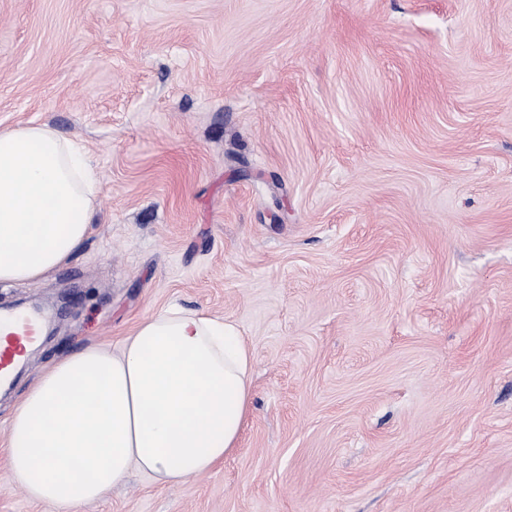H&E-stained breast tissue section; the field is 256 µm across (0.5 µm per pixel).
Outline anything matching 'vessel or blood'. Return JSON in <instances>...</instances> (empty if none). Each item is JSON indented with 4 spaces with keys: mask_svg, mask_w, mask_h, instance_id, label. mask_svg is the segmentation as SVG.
I'll return each mask as SVG.
<instances>
[{
    "mask_svg": "<svg viewBox=\"0 0 512 512\" xmlns=\"http://www.w3.org/2000/svg\"><path fill=\"white\" fill-rule=\"evenodd\" d=\"M41 325L38 314L0 311V381L8 380L24 364Z\"/></svg>",
    "mask_w": 512,
    "mask_h": 512,
    "instance_id": "b4317fda",
    "label": "vessel or blood"
}]
</instances>
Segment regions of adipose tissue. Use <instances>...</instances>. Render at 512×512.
Segmentation results:
<instances>
[{"label":"adipose tissue","mask_w":512,"mask_h":512,"mask_svg":"<svg viewBox=\"0 0 512 512\" xmlns=\"http://www.w3.org/2000/svg\"><path fill=\"white\" fill-rule=\"evenodd\" d=\"M96 176L85 149L46 125L0 130V282L45 278L84 242ZM253 351L236 323L170 307L144 317L120 353L90 346L27 389L9 422L10 471L69 512L139 471L177 484L238 446Z\"/></svg>","instance_id":"adipose-tissue-1"}]
</instances>
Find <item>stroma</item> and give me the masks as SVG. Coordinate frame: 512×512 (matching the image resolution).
Returning <instances> with one entry per match:
<instances>
[{
	"mask_svg": "<svg viewBox=\"0 0 512 512\" xmlns=\"http://www.w3.org/2000/svg\"><path fill=\"white\" fill-rule=\"evenodd\" d=\"M98 178L0 394L177 304L255 360L236 451L71 512H512V0H0V129Z\"/></svg>",
	"mask_w": 512,
	"mask_h": 512,
	"instance_id": "1",
	"label": "stroma"
}]
</instances>
